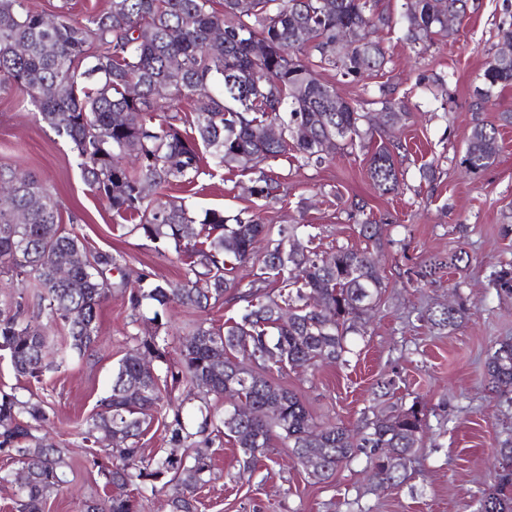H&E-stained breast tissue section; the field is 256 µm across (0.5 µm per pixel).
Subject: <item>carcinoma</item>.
Here are the masks:
<instances>
[{
	"mask_svg": "<svg viewBox=\"0 0 512 512\" xmlns=\"http://www.w3.org/2000/svg\"><path fill=\"white\" fill-rule=\"evenodd\" d=\"M465 0H408L396 19L374 0H111L109 9L79 20L55 16L48 27L26 0H0V90L14 89L36 108L34 118L64 138L89 189L117 213H137L131 232L171 244L184 265L181 282L143 274L128 287L121 252L92 250L62 222L50 190L32 173L0 167V183L13 188L12 206L0 209V277L14 289L0 303V352L16 375L36 382L58 370L69 354H84L98 340L99 312L112 288L129 291L132 309L153 302L195 312L218 303L241 305L242 313L215 327L194 323L179 339L175 364L165 360L167 339L129 336L131 347L112 369L99 411L77 430L82 441L110 437L111 465L100 470L112 493L85 504L84 512H141L145 493L171 475L170 512H197V493L210 482L209 448L229 441L249 470L267 456L272 442L291 448L310 478L321 482L359 456L378 484L408 479L421 439L424 411L414 403L396 415L365 419L359 437L339 424L317 426L298 395L267 376L268 364L308 367L346 363L352 340L363 337L367 316L385 291L384 276L369 249L336 248L325 257L299 244L296 224L272 227L254 215L227 217L211 209L196 220L184 199L163 190L192 184L204 173L203 152L217 168L257 174L253 193L278 196L279 183L261 164L294 150L320 165L346 146L364 144L376 129L398 123L403 106L385 102L378 126L353 103L337 100L335 84L319 69L358 78L387 63L373 34L400 26L410 45L430 43L448 31V17ZM482 100L512 84V59L493 58L483 73ZM138 95H128L129 84ZM202 100L190 130L165 115V100ZM281 136L270 140L265 128ZM498 130L477 123L462 160L469 173L486 169L498 154ZM397 146L380 144L369 175L383 194L400 186ZM157 191L149 200L144 188ZM366 241H380L383 225L358 223ZM257 269L246 281L237 269ZM462 254L437 259L417 273L421 280L445 265L459 267ZM68 269L60 279L57 270ZM498 294L512 295V264L494 272ZM37 290L49 318L67 327L68 348L49 350L45 327L26 317V290ZM321 302H310L311 294ZM467 301L428 315L434 327L453 331L467 318ZM148 357L164 367H147ZM496 394H512V341L499 343L485 362ZM183 386L185 400L199 401L201 421L191 432L182 405L162 390ZM233 396L261 409L244 420L235 407L211 399ZM158 420L170 442L194 449L191 460L170 453L148 457L140 444ZM48 421L40 401L0 391V452L22 463L27 481L18 485L17 512H43L47 498L65 483L67 449L37 435ZM499 472L482 492L478 512H512V444L497 450Z\"/></svg>",
	"mask_w": 512,
	"mask_h": 512,
	"instance_id": "carcinoma-1",
	"label": "carcinoma"
}]
</instances>
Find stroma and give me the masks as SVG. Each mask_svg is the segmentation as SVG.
<instances>
[{
	"label": "stroma",
	"mask_w": 512,
	"mask_h": 512,
	"mask_svg": "<svg viewBox=\"0 0 512 512\" xmlns=\"http://www.w3.org/2000/svg\"><path fill=\"white\" fill-rule=\"evenodd\" d=\"M511 17L512 0H468L447 35L428 46L411 47L397 27L376 33L387 58L380 71L355 81L321 71L361 111L378 112L389 100L404 103L406 114L393 129L375 132L366 147L336 153L321 165L293 151L265 163L281 185V200L253 195V174L221 168L169 188V196L187 199L198 217L215 208L298 225L301 242L326 255L342 245L365 247L349 216L350 203L364 201L367 217L387 224L377 251L387 288L366 335L356 339L348 363L286 368L274 377L298 393L319 425L335 422L356 432L373 412H398L416 401L425 408L414 469L404 483L377 485L361 458L318 483L281 444L246 472L238 449L227 443L212 450L199 512H475L477 497L495 476L493 450L512 441V401L488 392L484 377L489 351L512 340V298L491 284L492 272L512 262V235L502 231L512 222V125L500 123L501 112L512 109V84L494 90L493 105L477 106L483 71L502 46L499 28ZM33 111L18 92L0 91V166L35 174L52 191L66 229L84 236L89 247L124 253L130 281L145 271L179 281L183 265L174 249L158 253L154 243L129 233V219L85 184L70 144L36 122ZM478 122L498 126L499 151L489 168L469 174L461 160ZM391 140L401 144L402 176L398 191L384 194L368 176L369 159L378 143ZM459 252L469 258L466 268H443L434 282L417 283L415 273L425 263ZM457 291L468 300L467 322L451 332L431 328L425 313ZM153 314L147 303L132 311L126 297L113 292L101 308L97 346L38 383L16 377L8 359H0V388L43 401L50 438L70 449L67 487L47 499L44 512H80L85 500L109 495L91 456L105 450L107 440L88 448L75 430L109 389L128 335L167 336V357L176 359L189 313L174 305L158 323ZM388 379L393 390L377 398L379 383Z\"/></svg>",
	"instance_id": "35a3bbf8"
}]
</instances>
